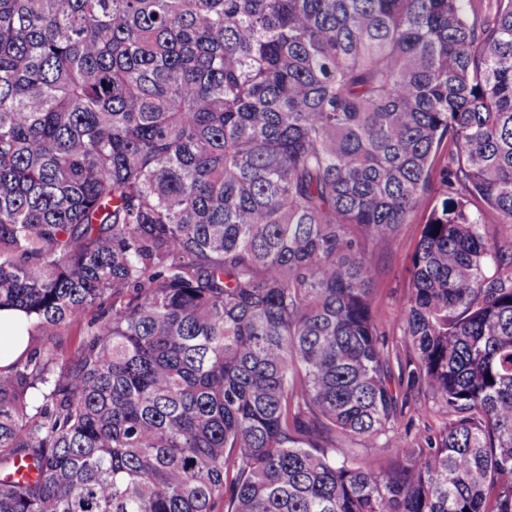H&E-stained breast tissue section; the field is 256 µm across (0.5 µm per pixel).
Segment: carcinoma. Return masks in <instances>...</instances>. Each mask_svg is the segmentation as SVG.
Returning a JSON list of instances; mask_svg holds the SVG:
<instances>
[{"label": "carcinoma", "mask_w": 512, "mask_h": 512, "mask_svg": "<svg viewBox=\"0 0 512 512\" xmlns=\"http://www.w3.org/2000/svg\"><path fill=\"white\" fill-rule=\"evenodd\" d=\"M433 175L394 341L372 257ZM489 217L512 0H0V512H512ZM24 314L19 310L4 309L0 311V334L10 336L8 348L0 352V366L4 367L18 357L27 347V336L18 338L12 334V326L23 319Z\"/></svg>", "instance_id": "carcinoma-1"}]
</instances>
